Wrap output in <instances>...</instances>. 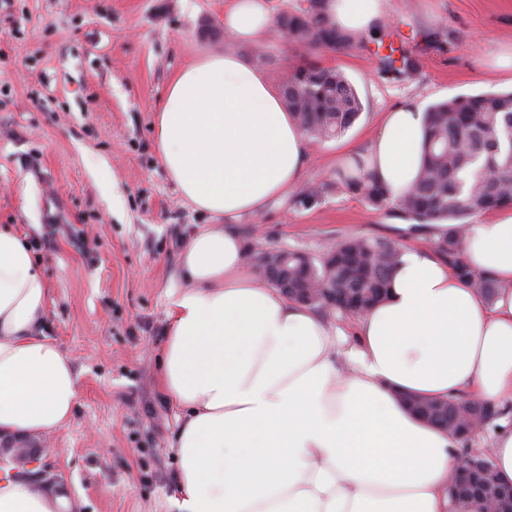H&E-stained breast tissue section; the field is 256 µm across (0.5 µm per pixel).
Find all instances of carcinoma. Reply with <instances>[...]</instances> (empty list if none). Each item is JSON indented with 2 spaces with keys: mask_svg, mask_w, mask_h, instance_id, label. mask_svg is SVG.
<instances>
[{
  "mask_svg": "<svg viewBox=\"0 0 512 512\" xmlns=\"http://www.w3.org/2000/svg\"><path fill=\"white\" fill-rule=\"evenodd\" d=\"M280 33L305 49H345L355 33L338 28L328 0H307V6L280 13ZM384 70L407 75L415 62L395 49L381 57ZM285 105L301 129L323 141L343 135L358 119L362 103L344 73L322 67L300 55L279 78ZM336 182L358 191L373 206L389 204L384 189L369 175L336 171ZM512 205V92L459 96L432 104L426 110V137L420 172L395 206L418 224H447L448 235L427 240L470 286L491 299L501 285L473 273L461 254L465 219ZM400 249L384 238L347 236L336 240L322 255L288 251V285L302 294L300 302L326 313L363 314L382 301ZM328 285L336 291V306L317 299ZM469 403V423L448 420L445 429L466 441L497 415L494 408L469 397L448 405ZM481 466L469 469L449 483V495L463 512L489 497L504 512H512V487L487 482Z\"/></svg>",
  "mask_w": 512,
  "mask_h": 512,
  "instance_id": "carcinoma-1",
  "label": "carcinoma"
}]
</instances>
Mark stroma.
<instances>
[{"instance_id": "obj_1", "label": "stroma", "mask_w": 512, "mask_h": 512, "mask_svg": "<svg viewBox=\"0 0 512 512\" xmlns=\"http://www.w3.org/2000/svg\"><path fill=\"white\" fill-rule=\"evenodd\" d=\"M225 0H0V224L14 225L49 288L43 332L80 377L65 428L36 443L42 479L69 488L76 512H174L180 413L160 391L155 357L187 287L197 212L156 150L157 110L172 78L208 52L252 48L224 32ZM385 44L411 53L412 75L385 72L374 50L311 51L354 85L362 113L341 137L308 142L286 200L235 221L267 248L318 255L338 238L403 244L409 214L375 208L336 184L346 148L367 150L384 112L512 89V0H391ZM121 210H113L109 186ZM322 193L307 199L310 188Z\"/></svg>"}]
</instances>
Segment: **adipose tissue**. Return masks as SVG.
I'll return each mask as SVG.
<instances>
[{
  "label": "adipose tissue",
  "instance_id": "ef3b65f1",
  "mask_svg": "<svg viewBox=\"0 0 512 512\" xmlns=\"http://www.w3.org/2000/svg\"><path fill=\"white\" fill-rule=\"evenodd\" d=\"M390 0H330L347 31L383 24ZM224 31L251 44L272 31L269 0H227ZM157 152L181 196L226 219L185 245L190 283L175 297L158 358L160 388L183 414L173 446L177 512H452L448 481L462 444L410 413L405 394L468 396L501 411L486 449L512 486V212L469 225L462 255L500 283L486 298L408 224L386 299L355 318L290 300L247 265L232 220L260 215L302 179L306 138L279 90L232 51L204 55L169 84L156 115ZM424 114L386 113L368 152L347 149L400 196L418 175ZM49 288L22 237L0 225V446L72 418V357L42 333ZM58 485L0 464V512H72Z\"/></svg>",
  "mask_w": 512,
  "mask_h": 512
}]
</instances>
